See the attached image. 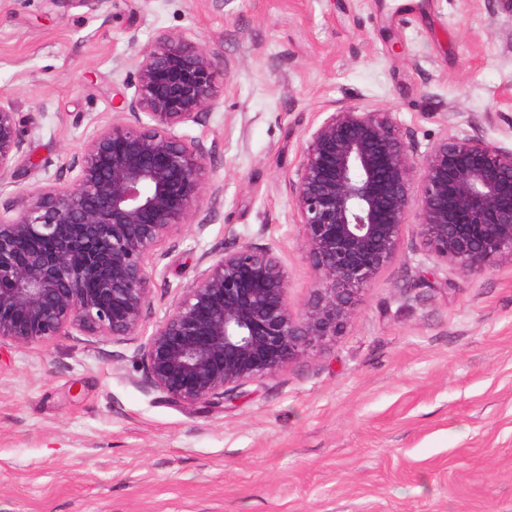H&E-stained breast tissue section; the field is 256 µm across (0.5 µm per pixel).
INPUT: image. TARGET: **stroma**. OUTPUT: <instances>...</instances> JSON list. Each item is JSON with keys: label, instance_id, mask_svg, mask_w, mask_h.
<instances>
[{"label": "stroma", "instance_id": "35a3bbf8", "mask_svg": "<svg viewBox=\"0 0 512 512\" xmlns=\"http://www.w3.org/2000/svg\"><path fill=\"white\" fill-rule=\"evenodd\" d=\"M163 32L223 76L200 123L215 202L168 244L149 335L202 255L271 247L301 307L314 276L292 189L337 104L389 109L418 152L479 129L512 148V0H0V102L25 125L0 213L65 183L133 98ZM137 340L0 342V512H512V266L425 259L406 225L339 336L219 407L145 388Z\"/></svg>", "mask_w": 512, "mask_h": 512}]
</instances>
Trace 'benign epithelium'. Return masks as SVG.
<instances>
[{
    "instance_id": "obj_1",
    "label": "benign epithelium",
    "mask_w": 512,
    "mask_h": 512,
    "mask_svg": "<svg viewBox=\"0 0 512 512\" xmlns=\"http://www.w3.org/2000/svg\"><path fill=\"white\" fill-rule=\"evenodd\" d=\"M135 98L82 147L69 184L36 186L0 215V341L78 332L140 335L155 259L214 195L199 123L220 74L208 49L163 33L133 61ZM23 121L0 104V179L14 172ZM292 205L314 285L299 309L271 247L211 258L135 351L146 385L177 405L218 406L338 335L399 251L409 217L427 258L484 275L512 264V148L477 131L423 154L392 112L336 107L306 133Z\"/></svg>"
}]
</instances>
